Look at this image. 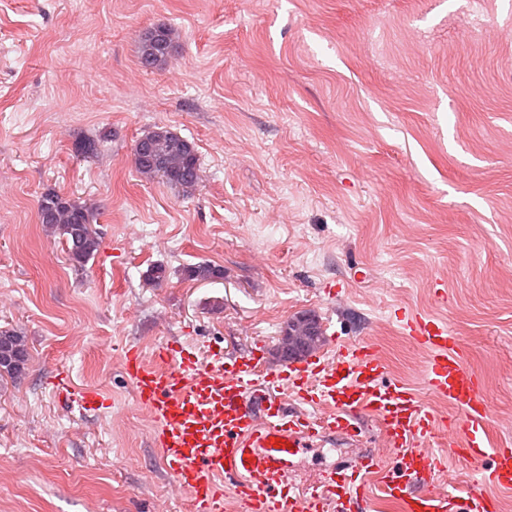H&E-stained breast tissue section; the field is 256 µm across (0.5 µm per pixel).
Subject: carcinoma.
Instances as JSON below:
<instances>
[{
    "label": "carcinoma",
    "instance_id": "carcinoma-1",
    "mask_svg": "<svg viewBox=\"0 0 512 512\" xmlns=\"http://www.w3.org/2000/svg\"><path fill=\"white\" fill-rule=\"evenodd\" d=\"M179 44L177 31L160 24L142 32L138 39V59L145 71H154L167 63ZM135 144L149 150L145 160L135 163L140 177L146 181L160 179L184 194L196 190L201 181V168L195 145L178 132L156 127L141 135ZM39 223L51 235L65 239L69 258L84 263L100 248V232L94 226L95 206L61 195L53 188L43 191L37 202ZM188 277L213 280L224 271L208 263L186 269ZM321 330L311 314L291 318L283 327L280 353L287 359L316 347ZM28 352L23 336L15 331L0 330V377L20 376L27 368Z\"/></svg>",
    "mask_w": 512,
    "mask_h": 512
}]
</instances>
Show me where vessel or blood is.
I'll list each match as a JSON object with an SVG mask.
<instances>
[{
  "label": "vessel or blood",
  "mask_w": 512,
  "mask_h": 512,
  "mask_svg": "<svg viewBox=\"0 0 512 512\" xmlns=\"http://www.w3.org/2000/svg\"><path fill=\"white\" fill-rule=\"evenodd\" d=\"M400 325L429 353L423 365L428 391L458 408L459 416L445 421L427 410L408 384L387 377L376 347L366 342L334 358L308 352L273 365L259 340L246 353L218 350L205 358L167 341L151 364L140 352L126 351L122 372L155 424L153 442L174 484L197 512H224L228 497L244 512H359L367 473L375 474L381 500L404 512H494L478 486L447 491L429 485L443 464L430 445L448 426L449 447L480 464L481 483L512 488V448L490 445L491 406L480 375L460 355L459 338L446 322L405 311ZM53 384L79 410L108 405L98 390L74 386L68 374ZM292 399L305 411H290ZM365 416L377 420L392 462L344 458L317 484L298 488L293 476L305 449L336 435L362 441Z\"/></svg>",
  "instance_id": "vessel-or-blood-1"
}]
</instances>
